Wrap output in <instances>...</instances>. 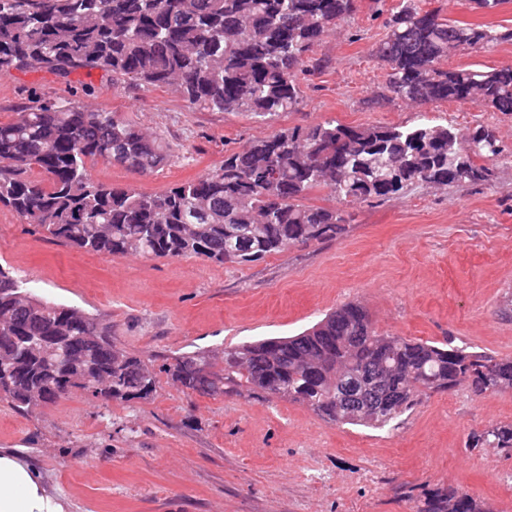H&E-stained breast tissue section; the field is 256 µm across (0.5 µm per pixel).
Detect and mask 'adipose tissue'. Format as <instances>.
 <instances>
[{
  "mask_svg": "<svg viewBox=\"0 0 512 512\" xmlns=\"http://www.w3.org/2000/svg\"><path fill=\"white\" fill-rule=\"evenodd\" d=\"M0 512H65L38 472L18 453L0 449Z\"/></svg>",
  "mask_w": 512,
  "mask_h": 512,
  "instance_id": "ef3b65f1",
  "label": "adipose tissue"
}]
</instances>
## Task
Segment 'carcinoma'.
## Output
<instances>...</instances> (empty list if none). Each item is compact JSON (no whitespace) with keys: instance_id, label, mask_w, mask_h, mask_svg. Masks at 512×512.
<instances>
[{"instance_id":"cac0c4a2","label":"carcinoma","mask_w":512,"mask_h":512,"mask_svg":"<svg viewBox=\"0 0 512 512\" xmlns=\"http://www.w3.org/2000/svg\"><path fill=\"white\" fill-rule=\"evenodd\" d=\"M357 0H0V73L39 69L62 81L97 69L112 82L173 86L191 109L262 121L305 105L309 53L354 18ZM421 0H400L377 57L385 90L417 106L457 101L512 114V65L446 69L454 52L490 50L512 29L450 23ZM502 149L493 128L462 133L423 115L412 125L348 126L326 120L282 128L230 149L203 175L162 192L93 179L95 159L139 174L168 159L159 134L105 108L70 99L31 101L0 121V205L73 249L109 256L202 258L247 264L296 245L337 238L341 210L309 206L324 188L341 203L388 201L415 184L486 182ZM38 171L41 178L32 177ZM0 400L17 410L80 388L105 403L148 399L156 376L142 356L112 346L111 327L78 307L38 299L0 266ZM189 393L241 387L307 405L322 419L383 428L420 403L468 381L474 393L512 392V357L379 332L348 303L312 328L208 351L164 366ZM512 449V423L468 447ZM416 512H484L470 494L438 488Z\"/></svg>"}]
</instances>
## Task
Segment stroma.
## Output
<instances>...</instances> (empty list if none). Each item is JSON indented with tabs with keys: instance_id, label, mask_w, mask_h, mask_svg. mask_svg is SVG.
Listing matches in <instances>:
<instances>
[{
	"instance_id": "35a3bbf8",
	"label": "stroma",
	"mask_w": 512,
	"mask_h": 512,
	"mask_svg": "<svg viewBox=\"0 0 512 512\" xmlns=\"http://www.w3.org/2000/svg\"><path fill=\"white\" fill-rule=\"evenodd\" d=\"M398 0H359L354 23L314 50L324 62L305 82L307 103L269 122L188 109L164 87L112 83L82 70L70 82L44 71L0 78V119L30 96L82 100L160 133L167 164L150 175L104 160L95 180L159 192L195 179L225 149L288 127L333 119L350 126L410 124L418 111L383 98L376 56ZM442 18L512 28V0L493 11L468 0H422ZM430 117L459 129L488 125L504 149L480 185H417L381 204L349 207L346 233L246 265L196 258L79 252L0 206V263L38 297L76 306L112 327L116 347L157 361L297 335L347 303L383 332L512 357V114L456 101ZM512 423V392L469 384L434 393L391 426L327 422L305 406L241 388L184 393L158 373L146 400L108 405L82 389L30 412L0 401V449L18 452L65 512H413L448 485L484 512H512V450L467 447L470 434Z\"/></svg>"
}]
</instances>
